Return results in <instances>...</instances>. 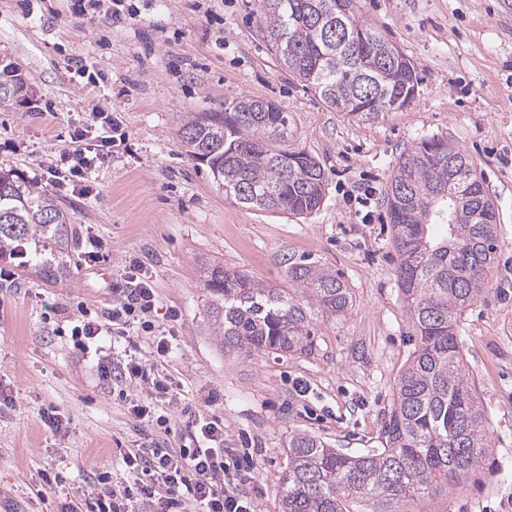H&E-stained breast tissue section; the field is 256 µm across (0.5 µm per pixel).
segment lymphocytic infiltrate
I'll use <instances>...</instances> for the list:
<instances>
[{
    "label": "lymphocytic infiltrate",
    "mask_w": 512,
    "mask_h": 512,
    "mask_svg": "<svg viewBox=\"0 0 512 512\" xmlns=\"http://www.w3.org/2000/svg\"><path fill=\"white\" fill-rule=\"evenodd\" d=\"M155 293L140 265H131L125 285L117 291L111 309L100 317L81 313L71 336L81 351H95L97 372L102 378H115L139 387L142 397L131 407L139 427H153L159 403L171 401L173 384L156 367L158 360L175 349L172 338H153L154 364H146L134 353L114 358L98 345L105 336H127L133 327L150 332ZM190 426L200 446L172 451L166 448H139L128 453L124 463L134 477L133 486H102L87 495L65 502L61 512H132L133 497L153 506L154 512H253L250 499L239 488L241 476L224 459V428L201 418Z\"/></svg>",
    "instance_id": "lymphocytic-infiltrate-1"
}]
</instances>
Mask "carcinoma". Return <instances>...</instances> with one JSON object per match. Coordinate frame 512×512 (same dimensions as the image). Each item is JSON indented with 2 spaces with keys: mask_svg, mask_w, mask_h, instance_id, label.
<instances>
[{
  "mask_svg": "<svg viewBox=\"0 0 512 512\" xmlns=\"http://www.w3.org/2000/svg\"><path fill=\"white\" fill-rule=\"evenodd\" d=\"M342 2L351 44L334 34L325 39L331 20L320 16L336 0H261L264 38L281 41L283 68L337 112L368 119L404 107L418 84L415 69L392 62V42L357 17L353 0ZM26 92L22 75L1 65L0 106ZM257 104L242 98L230 103L231 112H187L178 116V133L189 156L235 203L310 214L324 195V169L288 147L284 112H258ZM385 197L414 350L385 414L381 447L351 455L311 434L289 437L282 512H350L357 501L371 504L372 512H394L392 505L406 498L466 481L490 448L457 332L496 260V224L487 221L494 203L467 156L434 137L400 156ZM70 223L52 193L0 169V254L32 240L40 258L34 273L55 281L70 268ZM433 224L443 234H429ZM288 278L297 285L291 293L238 270L204 268L210 328L224 356H306L313 348L308 304L337 316L352 307L350 289L327 270L292 266Z\"/></svg>",
  "mask_w": 512,
  "mask_h": 512,
  "instance_id": "carcinoma-1",
  "label": "carcinoma"
}]
</instances>
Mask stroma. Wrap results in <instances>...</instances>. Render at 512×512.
Segmentation results:
<instances>
[{"instance_id": "stroma-1", "label": "stroma", "mask_w": 512, "mask_h": 512, "mask_svg": "<svg viewBox=\"0 0 512 512\" xmlns=\"http://www.w3.org/2000/svg\"><path fill=\"white\" fill-rule=\"evenodd\" d=\"M72 0H0V60L28 79L0 107V167L51 191L72 217L70 275L47 283L34 254L0 259V512H59L65 496L109 478L133 482L134 448H192L189 415L224 423V445L255 465L242 490L255 512H282L288 439L309 433L341 452L378 448L383 417L414 343L390 244L384 192L400 154L440 137L461 149L494 202L497 260L466 308L460 340L491 447L469 479L400 502L398 512H512V0H356V13L411 61L417 93L358 120L324 104L282 66L259 0H122L78 16ZM249 97L288 116V143L325 171L318 210L298 217L226 199L186 153L180 112ZM115 119L112 152L84 179L54 177L91 114ZM104 258L84 261L88 238ZM151 278L154 315L176 349L162 371L170 430L128 413L140 393L99 380L75 349L78 307L112 305L131 262ZM288 287V268L328 270L350 289L345 315L314 312L313 352L227 357L208 331L206 266ZM66 419L43 420L47 406Z\"/></svg>"}]
</instances>
